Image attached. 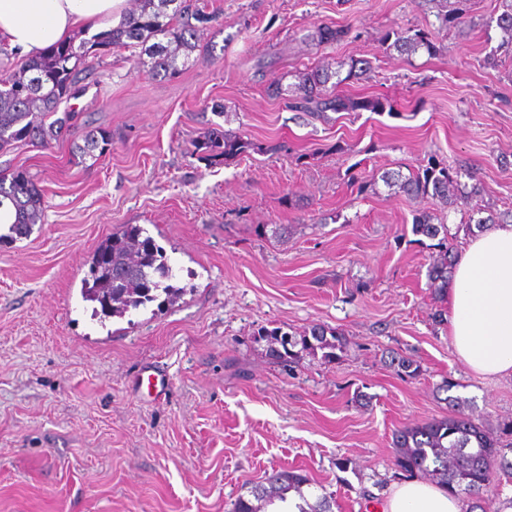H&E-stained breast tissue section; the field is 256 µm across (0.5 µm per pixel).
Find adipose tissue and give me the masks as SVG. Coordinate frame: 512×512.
I'll return each instance as SVG.
<instances>
[{
	"label": "adipose tissue",
	"instance_id": "adipose-tissue-1",
	"mask_svg": "<svg viewBox=\"0 0 512 512\" xmlns=\"http://www.w3.org/2000/svg\"><path fill=\"white\" fill-rule=\"evenodd\" d=\"M126 0H0V42L25 58L75 31L124 20ZM448 336L458 360L486 378L512 376V224L469 238L448 282ZM381 512H461L456 495L418 479L394 484Z\"/></svg>",
	"mask_w": 512,
	"mask_h": 512
}]
</instances>
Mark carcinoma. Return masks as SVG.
<instances>
[{
	"label": "carcinoma",
	"instance_id": "carcinoma-1",
	"mask_svg": "<svg viewBox=\"0 0 512 512\" xmlns=\"http://www.w3.org/2000/svg\"><path fill=\"white\" fill-rule=\"evenodd\" d=\"M125 24L88 39L73 36L35 59L6 64L0 69V153L19 143L47 147L66 135L79 136L73 142V158L78 164L96 159L112 145V134L104 128L86 129L76 125L77 115L60 110V105L78 90L79 76L88 72L114 49L130 51L129 60L154 77H173L209 55L200 43L198 24L212 18L207 0H129ZM503 11L496 19L505 34L500 48L512 56V0H503ZM348 30L319 24L307 34L308 42L322 46L344 40ZM392 43L399 53L412 55L421 49L435 52L422 33L396 31ZM371 71L366 59H353L345 77L327 62L297 72L298 82L290 89L294 107L310 114L322 112H378L391 107L380 98L357 99L337 93L346 81L359 79ZM199 157L210 163L232 161L259 147L219 124L208 126L194 142ZM467 178L461 182V178ZM388 187H398L412 198H430L441 205H452L459 198L473 200L484 191L481 180L465 166L452 168L433 157L407 176H382ZM14 211L8 234L0 242L26 238L41 223L46 201L35 176L25 169L0 172V208ZM411 231L417 236L438 240V256L427 270L429 287L435 299L447 303L448 279L456 254L448 247V229L434 223V215L421 211L413 216ZM172 267L153 239L137 224H125L100 240L89 259V270L82 280L84 298L96 303L108 318H123L130 310L145 307L165 295L169 304L183 295L176 288ZM257 343L265 344L269 357L284 366L298 363L303 354L320 350L333 360L343 346L342 334L316 324L300 337L281 328L262 327L254 333ZM392 464L395 474L410 479L423 475L451 492L472 499V508L490 512L485 493L501 475L512 477V442L502 443L489 435L472 414L459 413L397 429L392 434ZM311 484L300 469L273 471L264 483L246 487L232 503L231 512H265L276 501L284 502L290 491L303 501L299 512H332L331 497L321 494L314 501L304 495Z\"/></svg>",
	"mask_w": 512,
	"mask_h": 512
}]
</instances>
